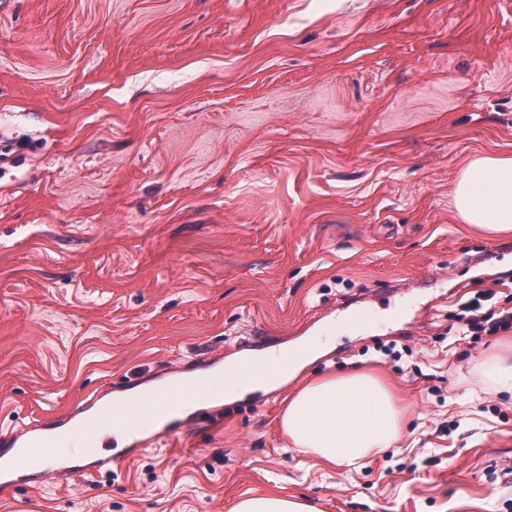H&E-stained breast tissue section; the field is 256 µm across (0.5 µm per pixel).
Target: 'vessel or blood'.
Returning <instances> with one entry per match:
<instances>
[{
  "label": "vessel or blood",
  "instance_id": "b4317fda",
  "mask_svg": "<svg viewBox=\"0 0 512 512\" xmlns=\"http://www.w3.org/2000/svg\"><path fill=\"white\" fill-rule=\"evenodd\" d=\"M176 391V386L160 385L152 394L143 395L125 387L120 396L97 404L93 414L76 412L65 424L57 418L47 417L41 426L26 424L10 430L0 436V487H9L19 473L39 486L54 482L62 474L99 473L109 465V458L97 455L86 463L67 461L59 452V439L94 440L106 448L112 439L113 425L128 423L138 413H148L163 420L161 433L165 436L192 429L198 424L197 414L175 418L169 415L166 399Z\"/></svg>",
  "mask_w": 512,
  "mask_h": 512
}]
</instances>
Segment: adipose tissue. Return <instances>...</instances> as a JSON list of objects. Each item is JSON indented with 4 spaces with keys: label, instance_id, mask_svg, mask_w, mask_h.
<instances>
[{
    "label": "adipose tissue",
    "instance_id": "obj_1",
    "mask_svg": "<svg viewBox=\"0 0 512 512\" xmlns=\"http://www.w3.org/2000/svg\"><path fill=\"white\" fill-rule=\"evenodd\" d=\"M454 205L465 223L487 231L512 232V157H485L460 175ZM334 339L325 329L299 346L262 355L266 379L253 378L243 358L229 360L223 370L205 378L199 391L171 397V409L185 412L208 401L231 402L258 386L275 388L294 377ZM401 412L392 393L367 374L329 377L293 394L281 425L292 447L328 464L372 460L393 447L401 433Z\"/></svg>",
    "mask_w": 512,
    "mask_h": 512
}]
</instances>
